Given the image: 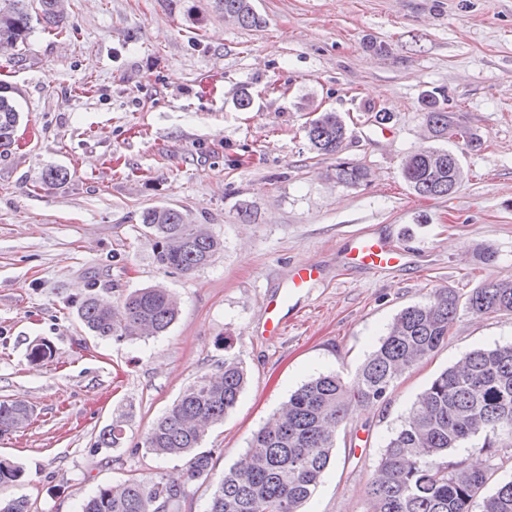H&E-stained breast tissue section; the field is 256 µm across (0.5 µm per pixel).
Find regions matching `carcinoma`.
I'll list each match as a JSON object with an SVG mask.
<instances>
[{
	"mask_svg": "<svg viewBox=\"0 0 512 512\" xmlns=\"http://www.w3.org/2000/svg\"><path fill=\"white\" fill-rule=\"evenodd\" d=\"M215 9L240 26L264 23L253 0H214ZM49 25L63 20L60 0H39ZM32 32L28 0H0V45L17 48ZM429 138L460 136L474 149L480 141L459 126L436 98H422ZM20 121L15 98L0 86V148L12 145ZM313 150L335 155L347 137L340 115L323 112L305 127ZM402 175L417 194L445 197L462 181L457 154L426 146L407 155ZM336 182L354 185L368 177L365 168L336 159ZM143 233L152 241L160 268L191 273L209 264L221 250V241L200 224H190L172 207L146 208L140 215ZM459 298L448 289L433 292L425 301L403 309L358 372L345 382L338 374L320 375L302 385L274 417L253 437L247 452L224 471L206 512H299L314 494L336 445L337 428L352 404L380 401L404 372L434 353L448 337L456 319ZM466 308L475 315L512 313V282L490 283L474 289ZM178 303L160 286L138 289L116 305L94 297L79 307L82 323L98 336L116 340L154 337L175 321ZM221 373L198 376L151 426L143 447L157 456L193 454L188 469L152 485L135 479L101 486L83 504L82 512H179L188 486L208 476L212 455L195 452L208 430L234 408L246 382L242 362L226 357ZM29 407L19 401L0 402V433L28 425ZM124 435L117 419L100 434V445L117 446ZM481 449L496 452L512 448V344L467 353L441 372L418 396L399 430L383 448L367 495L371 512H512V480L483 495L492 472L472 470L445 461L448 450L474 438ZM22 467L0 460V485L19 481Z\"/></svg>",
	"mask_w": 512,
	"mask_h": 512,
	"instance_id": "cac0c4a2",
	"label": "carcinoma"
}]
</instances>
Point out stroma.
<instances>
[{
  "label": "stroma",
  "instance_id": "obj_1",
  "mask_svg": "<svg viewBox=\"0 0 512 512\" xmlns=\"http://www.w3.org/2000/svg\"><path fill=\"white\" fill-rule=\"evenodd\" d=\"M263 27L243 28L210 0H64V21L33 20L21 49L0 54V82L20 108L0 153V401L32 409L0 434V457L24 469L0 486L30 512H81L97 487L178 474L187 457L142 448L152 422L197 376L237 357L249 380L201 443L213 469L180 512H205L225 470L303 384L353 379L403 308L449 288L459 298L512 282V0H254ZM481 140L451 139L463 179L450 196L416 195L402 161L428 142L421 98ZM249 93L248 110L237 109ZM388 124L375 123L378 111ZM340 113V156L311 150L304 128ZM368 171L336 182L337 158ZM65 171L46 185V171ZM166 205L223 243L204 268L167 272L140 224ZM365 232L402 261L368 272L344 252ZM320 264L284 334L262 333L267 302L293 267ZM162 286L179 306L165 335L94 336L78 306L119 303ZM51 358L33 365L31 345ZM512 343V314L459 308L448 340L385 397L352 407L303 512H369L383 446L417 396L464 354ZM120 445L99 447L117 410Z\"/></svg>",
  "mask_w": 512,
  "mask_h": 512
}]
</instances>
